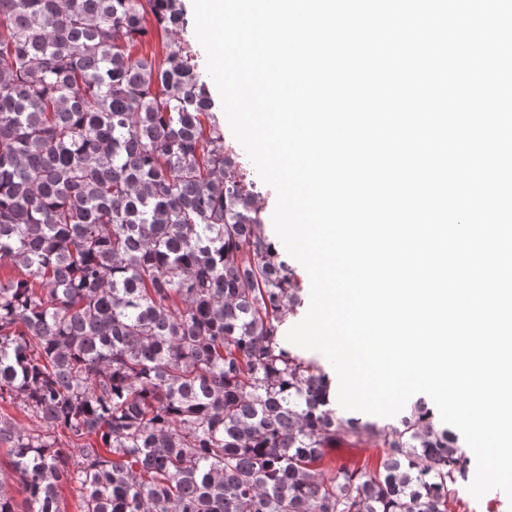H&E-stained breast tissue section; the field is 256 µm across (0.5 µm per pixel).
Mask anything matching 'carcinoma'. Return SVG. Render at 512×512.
Here are the masks:
<instances>
[{
  "instance_id": "1",
  "label": "carcinoma",
  "mask_w": 512,
  "mask_h": 512,
  "mask_svg": "<svg viewBox=\"0 0 512 512\" xmlns=\"http://www.w3.org/2000/svg\"><path fill=\"white\" fill-rule=\"evenodd\" d=\"M183 2L0 0V401L37 421L0 414V512H448L469 460L434 409L340 417L288 347L301 283ZM345 433L377 471L321 468ZM184 4H185V9L187 12V19H188V31H187L185 38L189 41L191 50L198 56L199 64L205 74V78H206V81H207V84L209 87V91H210L211 97L214 101V109H213L214 115L216 116L219 123L224 127L225 142H226V144L235 148L242 155V157L244 158L245 162L248 165V168L252 171L254 179L261 185V187L267 193L268 206H267V212H266V222H267V224H271L270 228L272 230V233H271L272 237L279 244V246L285 250L283 244L281 243L279 237L277 236V234L274 230L273 222H272V215H273V212H274V209L276 206V202H277L276 192L271 186L267 185L266 183H264L261 180V178L259 177V175L256 171L255 166L253 165V163L247 156L245 150L243 149L241 144L235 139V137L232 134V131L230 129V126L228 124V121L226 119V116H225L223 108H222L221 99H220L218 90L216 88V85L207 72L205 51H204L203 47L201 46V44L199 43V41L196 37V34H195L193 2H192V0H185Z\"/></svg>"
}]
</instances>
